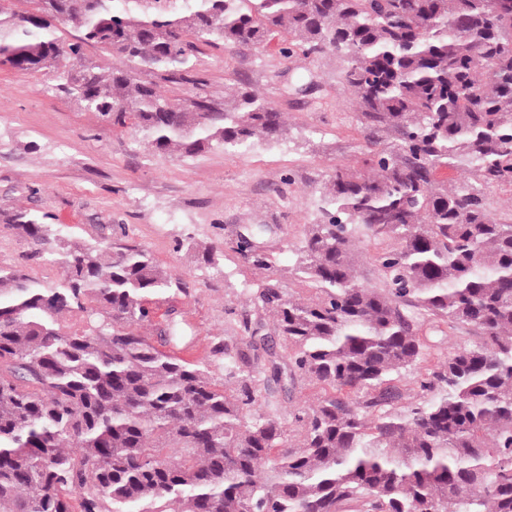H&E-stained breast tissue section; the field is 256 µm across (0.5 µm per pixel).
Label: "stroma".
Segmentation results:
<instances>
[{"mask_svg":"<svg viewBox=\"0 0 512 512\" xmlns=\"http://www.w3.org/2000/svg\"><path fill=\"white\" fill-rule=\"evenodd\" d=\"M195 67L216 103L238 89L258 92L283 113L287 133L274 146L240 151L214 147L192 157L152 153L145 140L112 127L96 112L54 88L46 72L0 66V266L23 269L44 285L58 284V244L112 241L123 225L130 243L149 251L179 278L153 299L143 332L159 350L204 366L223 384L224 356L242 318L261 321L280 360L289 348L269 312L251 294L272 283L290 296L318 300L321 292L294 271L293 249L319 218L320 194L337 166L362 159L367 145L394 142L390 130L369 124L341 80L344 63L325 55L284 58L275 48H204ZM26 209L48 215L57 244L37 250L8 219ZM264 226L258 243L271 269L259 272L240 255L239 239ZM212 251L215 262L203 260ZM178 328L182 339L169 338ZM423 358L417 372L394 375L414 401L417 373L476 339L473 329L421 320Z\"/></svg>","mask_w":512,"mask_h":512,"instance_id":"1","label":"stroma"}]
</instances>
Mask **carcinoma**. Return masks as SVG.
Instances as JSON below:
<instances>
[{"label": "carcinoma", "mask_w": 512, "mask_h": 512, "mask_svg": "<svg viewBox=\"0 0 512 512\" xmlns=\"http://www.w3.org/2000/svg\"><path fill=\"white\" fill-rule=\"evenodd\" d=\"M100 2L0 0V64L52 73L112 127L182 158L283 139L273 103L238 91L220 110L194 68L201 45L274 42L285 58H341L363 116L396 139L328 176L296 250L322 297L255 294L288 362L247 317L239 344L215 347L231 391L141 332L150 299L182 287L142 247L67 244L55 286L0 267V512H512V222L484 195L512 184V0ZM58 21L78 34L61 38ZM164 83L191 98L171 109ZM45 219L9 222L41 245ZM261 232L239 248L268 270L248 244ZM363 236L398 243L378 257L380 286L357 271ZM420 315L478 340L418 377L420 398L399 409L392 375L421 358ZM266 372L325 390L292 413L296 446L258 403Z\"/></svg>", "instance_id": "obj_1"}]
</instances>
